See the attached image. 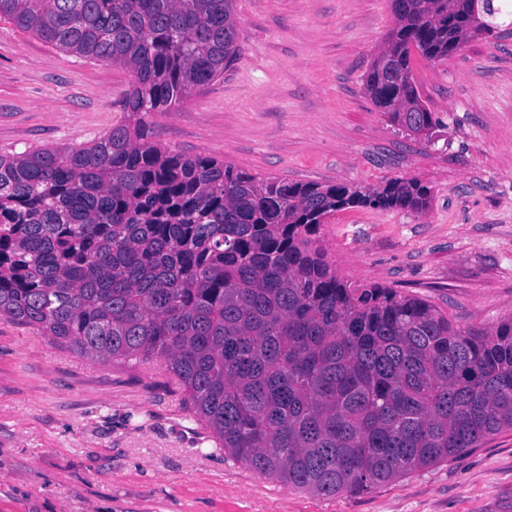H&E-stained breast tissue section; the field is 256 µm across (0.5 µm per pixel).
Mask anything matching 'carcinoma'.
Instances as JSON below:
<instances>
[{
    "label": "carcinoma",
    "mask_w": 512,
    "mask_h": 512,
    "mask_svg": "<svg viewBox=\"0 0 512 512\" xmlns=\"http://www.w3.org/2000/svg\"><path fill=\"white\" fill-rule=\"evenodd\" d=\"M365 87L436 126L414 78L512 26L494 0H392ZM133 73L128 120L85 147L0 156V318L94 362L160 361L215 449L322 496L371 491L512 430V316L460 327L343 276L317 246L348 208L425 211L430 190L293 182L163 146L146 117L224 76L235 0H0V19Z\"/></svg>",
    "instance_id": "obj_1"
}]
</instances>
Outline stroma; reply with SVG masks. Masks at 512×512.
Wrapping results in <instances>:
<instances>
[{
	"instance_id": "1",
	"label": "stroma",
	"mask_w": 512,
	"mask_h": 512,
	"mask_svg": "<svg viewBox=\"0 0 512 512\" xmlns=\"http://www.w3.org/2000/svg\"><path fill=\"white\" fill-rule=\"evenodd\" d=\"M241 52L149 121L161 143L294 182L421 181L428 209L354 208L320 228L356 281L459 322L512 315V34L417 63L438 121L399 131L365 88L390 0H236ZM123 67L0 19V154L92 143L124 120ZM157 365L98 364L0 320V512H512V431L358 495L316 496L214 450Z\"/></svg>"
}]
</instances>
